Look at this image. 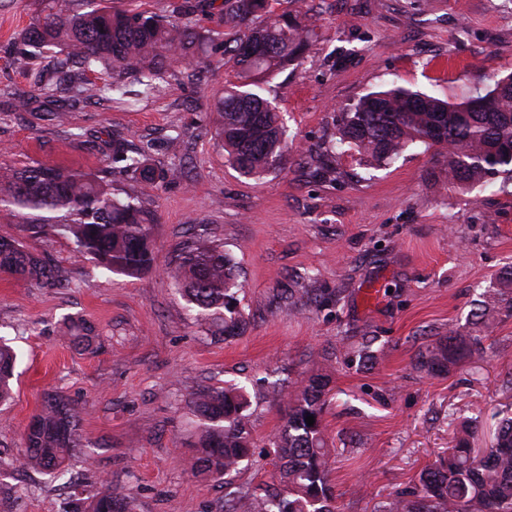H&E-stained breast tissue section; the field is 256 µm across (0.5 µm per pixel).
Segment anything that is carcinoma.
Wrapping results in <instances>:
<instances>
[{
  "label": "carcinoma",
  "mask_w": 512,
  "mask_h": 512,
  "mask_svg": "<svg viewBox=\"0 0 512 512\" xmlns=\"http://www.w3.org/2000/svg\"><path fill=\"white\" fill-rule=\"evenodd\" d=\"M43 0L44 7L16 38L10 66L30 72L34 60L49 52L53 63L34 74L33 95L10 94L14 112H43L59 125L79 105L127 96L125 80L156 92L159 80L175 79L205 51L209 36L189 20H167L143 11L117 10L91 0ZM224 54L237 67V82L224 87L213 107L211 128L228 163L244 177L259 178L280 167L287 130L263 84L298 61L305 50L307 12L302 6L277 14L270 0H223ZM95 78H89V75ZM336 139L381 166L413 146L437 149L446 159L448 184L468 189L500 177H512V74L493 81L485 94L460 102L387 83L337 113ZM111 162L119 171L145 181L158 178L147 152L131 154L125 139H112ZM0 211L30 216L35 228L70 237L74 251L106 271L133 277L155 263L154 218L142 203L115 192L112 180L95 172L46 166L38 162L0 170ZM0 271L40 288H62L47 258L15 238L0 235ZM171 275L194 319L210 336L241 335L247 322L238 308L239 283L224 248L193 233L178 249ZM481 328L490 318L512 312V299L500 289L480 301ZM71 344L81 350L96 336L83 322L69 320ZM483 352V337L456 331L418 354L429 373ZM16 363L11 347L0 343V402L11 396ZM329 375L303 379L287 392L281 424L270 439L274 455L286 461L272 482L235 492L222 512H336L335 486L324 429ZM188 407L199 422L196 454L189 460L198 474L221 478L249 462L254 439L245 391L230 385L191 394ZM312 416L315 423L305 422ZM476 426L462 429L455 445L419 476V487L395 495L379 512H512V420L500 425L492 446L481 456L471 446ZM25 461L35 470L63 475L67 457L82 447L78 416L62 396L48 394L25 431ZM84 512H133V497L112 489L94 497Z\"/></svg>",
  "instance_id": "carcinoma-1"
}]
</instances>
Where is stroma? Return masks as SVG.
Masks as SVG:
<instances>
[{
    "instance_id": "stroma-1",
    "label": "stroma",
    "mask_w": 512,
    "mask_h": 512,
    "mask_svg": "<svg viewBox=\"0 0 512 512\" xmlns=\"http://www.w3.org/2000/svg\"><path fill=\"white\" fill-rule=\"evenodd\" d=\"M42 0H0V88L30 91L9 65L15 34ZM314 33L298 63L267 86L288 129L279 170L240 176L209 130V114L236 70L214 41L200 79L169 80L149 99L92 102L67 125L8 111L0 97V167L32 162L96 172L107 168L110 134L145 147L159 169L183 175L146 182L115 175L152 211L156 264L120 277L76 255L63 235L35 233L0 212V235L50 257L66 280L39 288L0 272V338L17 352L13 396L0 404V512H83L105 486L132 493L133 512H218L226 486L245 488L278 471L269 444L280 426L274 384L328 373L324 416L339 512H377L413 486L450 446L464 420H478L473 447H489L512 417V317L496 320L483 355L447 373L420 370L428 344L475 333L484 291L512 268V179L467 190L443 182L442 157L409 149L367 166L334 142V112L389 82L456 101L512 73V0H306ZM460 69H447L448 60ZM186 145L181 157L170 137ZM336 180L313 177L312 158ZM232 258L248 322L227 340L195 325L167 269L189 229ZM305 289L302 305L288 291ZM98 334L100 348L71 346L69 318ZM372 337V357L347 348ZM244 386L255 448L251 464L218 481L194 475L197 419L187 406L201 388ZM80 419L83 449L63 478L27 469L24 433L45 392Z\"/></svg>"
}]
</instances>
